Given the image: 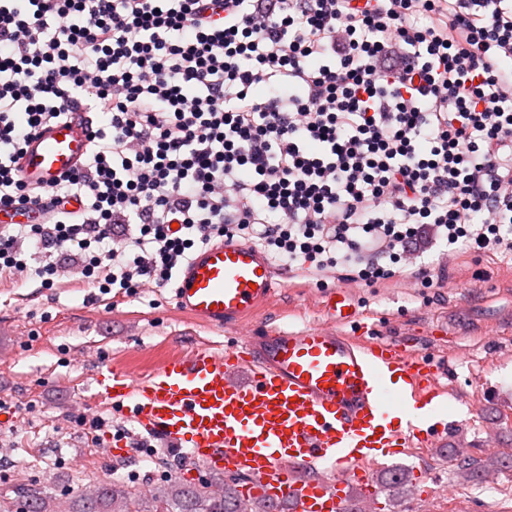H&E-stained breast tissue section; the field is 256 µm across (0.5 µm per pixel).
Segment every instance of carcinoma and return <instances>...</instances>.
<instances>
[{"label":"carcinoma","mask_w":512,"mask_h":512,"mask_svg":"<svg viewBox=\"0 0 512 512\" xmlns=\"http://www.w3.org/2000/svg\"><path fill=\"white\" fill-rule=\"evenodd\" d=\"M238 482L224 484V494L216 495L206 486L180 483L170 485L154 497L151 508H142L141 498L132 491L106 483L91 491L77 512H241ZM4 512H52L50 496L40 488H23L19 497Z\"/></svg>","instance_id":"cac0c4a2"}]
</instances>
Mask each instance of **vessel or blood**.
<instances>
[{"instance_id":"vessel-or-blood-1","label":"vessel or blood","mask_w":512,"mask_h":512,"mask_svg":"<svg viewBox=\"0 0 512 512\" xmlns=\"http://www.w3.org/2000/svg\"><path fill=\"white\" fill-rule=\"evenodd\" d=\"M92 113L73 112L30 140L20 175L49 185L79 167ZM277 290V270L256 246L226 239L178 272V309L197 321L242 322ZM337 330L276 328L216 353L168 355L144 376L111 368L105 392L138 437L180 452L194 477L224 470L251 477L243 498L288 501L292 512H344L356 484L413 443L446 440L450 422L419 427V411L451 389L446 363L405 342L344 332L355 319L347 289L331 293Z\"/></svg>"}]
</instances>
